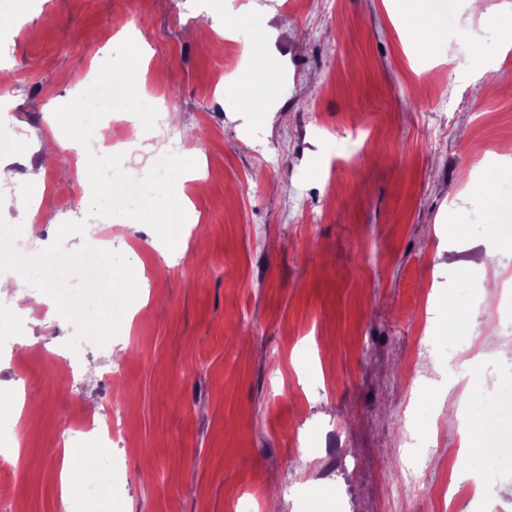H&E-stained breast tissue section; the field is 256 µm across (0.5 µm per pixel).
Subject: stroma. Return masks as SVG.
I'll use <instances>...</instances> for the list:
<instances>
[{"mask_svg": "<svg viewBox=\"0 0 512 512\" xmlns=\"http://www.w3.org/2000/svg\"><path fill=\"white\" fill-rule=\"evenodd\" d=\"M284 2L202 0L189 20L184 0H28L0 26V161L14 166L0 183V276L58 234L76 258L89 244L91 186L73 179L68 145L52 166L43 147L55 110L131 32L144 36L145 88L173 102L175 120L165 142L148 131L122 171L139 180L191 149L205 162L179 187L193 206L182 249L161 254L135 220L113 239L108 264L145 270L151 287L134 315L121 281L100 288L108 337L93 320L50 321L0 297L19 314L0 331V388L23 392L20 419L0 410V441L18 438L21 459L42 464L37 480L12 482L0 512H65L58 437L111 410L129 447H113L126 459L111 482L85 476L90 512H241L247 491L259 512L273 495L279 512H512V446L498 435L512 428V288L491 310L478 299L487 227L503 222L482 199L512 187L501 160L512 50L488 20L512 17V0H483L480 17L454 0L446 39L420 65L384 0ZM258 16L278 73L262 117L247 106L255 62L234 42ZM422 324L448 339L490 335L465 388L452 390L444 357L429 386L408 383ZM441 395L491 426L479 463L495 488L468 504L407 494L398 470L408 431L439 450L431 479L459 466Z\"/></svg>", "mask_w": 512, "mask_h": 512, "instance_id": "stroma-1", "label": "stroma"}]
</instances>
